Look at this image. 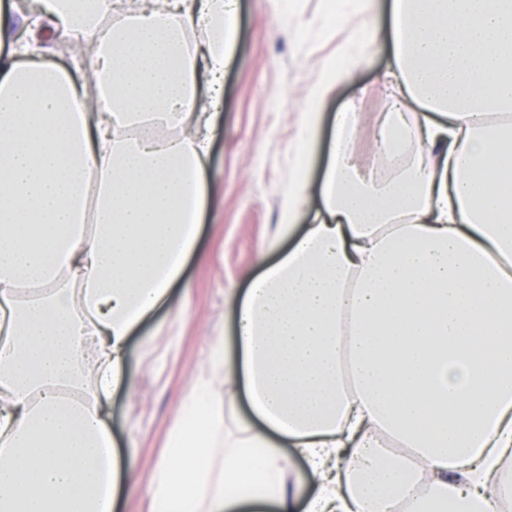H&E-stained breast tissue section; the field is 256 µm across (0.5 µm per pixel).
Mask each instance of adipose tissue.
<instances>
[{
	"instance_id": "ef3b65f1",
	"label": "adipose tissue",
	"mask_w": 512,
	"mask_h": 512,
	"mask_svg": "<svg viewBox=\"0 0 512 512\" xmlns=\"http://www.w3.org/2000/svg\"><path fill=\"white\" fill-rule=\"evenodd\" d=\"M31 10L92 55H0V512H115L129 474L111 398L133 383L131 332L195 249L236 12ZM379 39L395 175L360 174L358 115L337 113L322 209L298 226L309 184L289 186L279 231L299 235L234 297V346L214 344L185 394L151 512H393L420 487L415 512L512 499V0H390L330 79ZM158 126L170 137L147 136ZM287 444L315 487L301 510Z\"/></svg>"
}]
</instances>
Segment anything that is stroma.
I'll list each match as a JSON object with an SVG mask.
<instances>
[{
    "instance_id": "1",
    "label": "stroma",
    "mask_w": 512,
    "mask_h": 512,
    "mask_svg": "<svg viewBox=\"0 0 512 512\" xmlns=\"http://www.w3.org/2000/svg\"><path fill=\"white\" fill-rule=\"evenodd\" d=\"M237 0V38L224 73V107L216 116L205 172L206 207L196 255L167 301L131 334L126 370L130 390L112 399L115 439L133 474L117 512H150L149 481L161 461L181 398L208 363L215 341L232 344V294L290 248L278 235L288 181L304 167L319 185L336 113H358L353 139L358 165L374 148L373 133L390 105L382 81L386 47L359 46L364 59L352 83L328 87L318 126L301 147V111L309 87L337 60L348 27L362 17L355 0Z\"/></svg>"
}]
</instances>
